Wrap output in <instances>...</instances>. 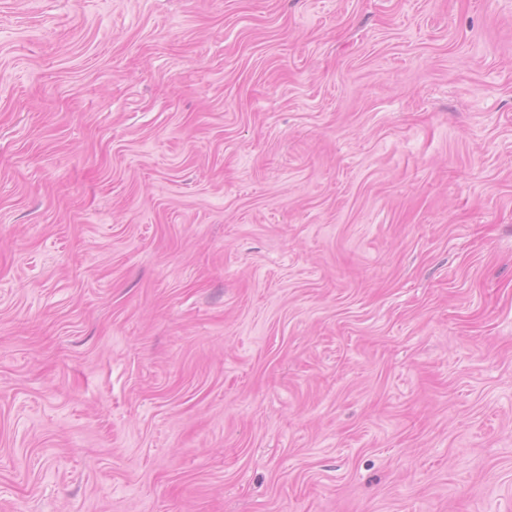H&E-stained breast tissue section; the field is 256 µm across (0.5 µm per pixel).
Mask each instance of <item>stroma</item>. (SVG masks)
I'll return each instance as SVG.
<instances>
[{"instance_id": "obj_1", "label": "stroma", "mask_w": 512, "mask_h": 512, "mask_svg": "<svg viewBox=\"0 0 512 512\" xmlns=\"http://www.w3.org/2000/svg\"><path fill=\"white\" fill-rule=\"evenodd\" d=\"M0 512H512V0H0Z\"/></svg>"}]
</instances>
